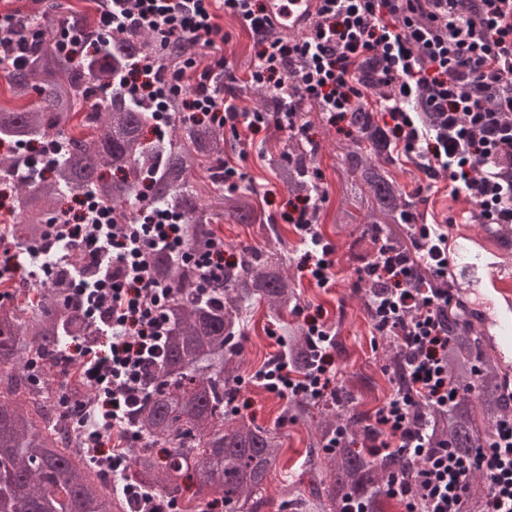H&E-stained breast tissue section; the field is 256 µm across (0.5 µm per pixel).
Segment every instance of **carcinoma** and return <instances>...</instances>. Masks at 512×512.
I'll return each mask as SVG.
<instances>
[{
    "label": "carcinoma",
    "instance_id": "carcinoma-1",
    "mask_svg": "<svg viewBox=\"0 0 512 512\" xmlns=\"http://www.w3.org/2000/svg\"><path fill=\"white\" fill-rule=\"evenodd\" d=\"M61 24L85 34L99 49L73 63L58 50L57 34L50 31L28 46L26 63L6 76L10 90L21 96L38 85L43 92L29 110L0 107V141L63 145L49 176L16 183L10 223L26 225L34 236L40 225L64 215L59 209L64 197L86 187L126 224L135 220L132 203L142 197L151 210L177 214L187 250L203 254L217 240L213 224L218 213L213 203L202 201L194 173L201 169L214 178V164L224 162L223 128L176 120L181 103L171 95L161 102L104 92L118 71L156 56L148 35L127 31L101 37L86 13L70 7ZM78 114L93 129L89 140L69 133ZM163 119L168 130L161 139L148 141L146 130ZM351 122L365 134L342 157L351 205L344 223L361 218L400 246L403 192L376 137L375 115L354 112ZM268 166L289 191H308L306 154L280 157ZM223 216L236 224L260 220L253 202L239 195L224 198ZM148 262L168 285V339L156 366L155 390L131 414L144 443L131 452L125 479L153 491L158 509L185 495L191 512H214L217 503L225 512H262L281 441L276 431L232 412L244 382L237 364L239 332L244 314L257 303L274 320L293 311L300 302L295 280L278 254L244 247L236 261L224 266V278L214 282L211 294L202 297L196 290L203 272L198 262L160 251ZM0 288L11 296L0 302V378L10 380L0 388V512H117L123 498L66 446L58 425L61 392L83 404L95 397L70 374L61 356L63 342L67 337L91 342L95 328L66 299L63 288L36 287L32 296V290L5 279ZM447 326L452 338L448 381L464 393L446 409L421 406L418 416L431 422L434 444L446 441L468 453L479 446L480 426L490 427L512 412V391L499 360L488 352L490 344L474 334L466 307L448 314ZM286 356L295 373L307 372L311 352L297 327L288 328ZM33 359L42 362L37 381L29 372ZM383 371L394 387L408 389L397 354L387 357ZM471 383L474 395L465 392ZM284 413L313 427L304 461L312 474L309 493L299 491L291 500L309 512H342L350 496L380 501L394 474L420 465L418 459L376 458L356 447L372 427L346 385L330 403L293 400ZM338 428L345 431L342 446L326 447Z\"/></svg>",
    "mask_w": 512,
    "mask_h": 512
}]
</instances>
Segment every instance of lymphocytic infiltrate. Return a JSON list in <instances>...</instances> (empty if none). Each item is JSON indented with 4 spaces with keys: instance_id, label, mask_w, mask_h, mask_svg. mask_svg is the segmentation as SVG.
<instances>
[{
    "instance_id": "obj_1",
    "label": "lymphocytic infiltrate",
    "mask_w": 512,
    "mask_h": 512,
    "mask_svg": "<svg viewBox=\"0 0 512 512\" xmlns=\"http://www.w3.org/2000/svg\"><path fill=\"white\" fill-rule=\"evenodd\" d=\"M221 12L250 33L248 81L269 92L274 111L238 108L225 55L204 67L188 56L165 69L144 59L121 72L116 86L138 98L173 94L182 100V119L215 122L250 140L273 130L295 139L309 103L334 125L354 112L378 114L394 153L418 160L424 178L401 213L413 231L411 247L372 233L369 250L355 257L359 281L373 287L367 315L375 332L397 340L409 385L376 410L375 433L364 445L376 456L420 459L416 470L388 483L406 512H469L476 473L486 479L482 512H512V416L465 456L448 444L432 447L429 427L414 416L417 403L441 409L460 394L448 383V232L418 204L444 176L454 196L477 206L481 223L512 224V0H319L312 23L295 37L274 31L264 0H100L98 27L150 33L163 51L185 43L211 48L230 40L217 22ZM36 37L19 14L0 12V72L21 65ZM310 184L282 218L303 245L301 277L331 288L335 248L317 229L326 200L321 175L311 173ZM75 247L86 257L77 267L68 263ZM0 248L20 269L22 286L53 288L66 279L70 300L95 328L94 342L77 341L65 355L81 360L97 413L67 397L62 409L86 427L96 448L109 430L136 446L141 437L130 415L152 386L167 336L168 290L150 275L147 257L159 248L187 257L177 217L163 210L140 224H116L88 200L58 225L50 250L8 240ZM304 331L313 354L308 373L291 374L281 354L251 376L252 385L286 400L336 396V335L318 315L305 319Z\"/></svg>"
}]
</instances>
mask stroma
<instances>
[{
    "label": "stroma",
    "instance_id": "stroma-1",
    "mask_svg": "<svg viewBox=\"0 0 512 512\" xmlns=\"http://www.w3.org/2000/svg\"><path fill=\"white\" fill-rule=\"evenodd\" d=\"M219 23L231 33L229 44H216L213 53L230 56L237 77L236 90L240 108L254 110L260 107L274 109V102H261L258 90L247 81L253 64V41L250 36L228 18ZM299 124L305 125L306 135L314 145L310 156L313 169L323 177L328 199L318 216V229L336 248L334 267L335 286L323 289L306 280H298L297 289L301 304L309 311L322 312L324 320L336 332L335 367L344 385L352 388L360 403L361 411L374 413L389 397L393 386L381 371L386 355L387 342L376 334L367 316L358 291L354 272L355 263L351 258V246L358 240L361 228L352 224L342 226L339 216L345 206L344 175L341 165L343 147L351 142L350 136L330 125L313 104L306 105L299 115ZM226 156L237 159L241 150H249V177L243 182V189H257L253 202L261 211L262 221L258 224H236L221 220L215 226L217 236L230 249L249 245L260 250L282 252L287 259L288 269H295L299 256V239L292 225L281 218L282 207L289 198V192L265 167L261 158L267 151L279 152L287 141L280 133L269 134L266 140L254 141L252 146H243L240 138L227 136ZM437 191L431 192L427 202L421 205V212L445 218L453 216L455 224L448 228L453 271L463 268V258L469 253L480 254L484 267L479 275L478 287L464 288V298H478L479 309L491 313L493 304L502 303L503 297L497 291L496 280L512 277V226H500L497 233L487 231L474 216V208L464 199L454 197L446 179H439ZM273 322L268 321L263 306H256L250 314L246 336L242 342L239 358L240 372L250 377L279 353L280 347L270 335ZM241 395L250 407L244 415L253 424L276 430L282 442L279 466L272 472L266 483L268 498L265 512H291L283 504L285 484L307 488L311 478L304 465L309 446L308 428L301 422L284 415L285 402L261 388L244 384Z\"/></svg>",
    "mask_w": 512,
    "mask_h": 512
}]
</instances>
